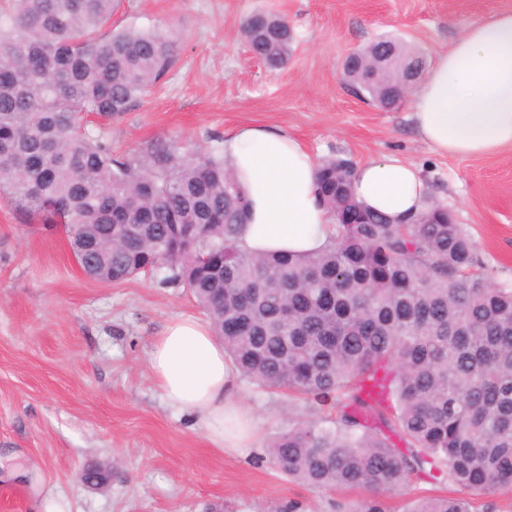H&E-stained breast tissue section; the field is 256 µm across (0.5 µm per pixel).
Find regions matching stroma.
I'll return each instance as SVG.
<instances>
[{"instance_id":"obj_1","label":"stroma","mask_w":512,"mask_h":512,"mask_svg":"<svg viewBox=\"0 0 512 512\" xmlns=\"http://www.w3.org/2000/svg\"><path fill=\"white\" fill-rule=\"evenodd\" d=\"M512 0H116L114 29L156 30L180 51L169 71L121 115H90L112 154L158 141L220 148L243 123L283 128L315 160L393 155L418 165L433 202L452 210L481 265L512 286V150L435 154L410 103L383 111L344 89L347 55L382 36L434 62L470 24ZM256 12L284 17L293 51L269 71L241 36ZM204 318L190 292L142 276L87 279L62 228L27 224L0 198V491L21 512H355L364 491L312 489L278 473L259 448L230 454L170 405L151 380L148 351L179 316ZM238 386L263 440L287 429L286 397ZM112 466L102 490L80 473Z\"/></svg>"}]
</instances>
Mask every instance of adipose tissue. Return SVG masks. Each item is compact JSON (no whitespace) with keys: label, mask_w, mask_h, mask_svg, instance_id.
I'll return each mask as SVG.
<instances>
[{"label":"adipose tissue","mask_w":512,"mask_h":512,"mask_svg":"<svg viewBox=\"0 0 512 512\" xmlns=\"http://www.w3.org/2000/svg\"><path fill=\"white\" fill-rule=\"evenodd\" d=\"M412 120L420 140L439 154L512 149V10L472 24L438 55L413 94ZM223 152L249 200L242 249L316 255L328 247L335 220L320 197L317 163L294 135L245 124L225 137ZM352 188L365 208L396 224L430 202L420 168L391 156L358 164ZM149 366L165 399L203 425L210 445L239 453L257 446L258 423L209 323L170 320L152 343Z\"/></svg>","instance_id":"obj_1"}]
</instances>
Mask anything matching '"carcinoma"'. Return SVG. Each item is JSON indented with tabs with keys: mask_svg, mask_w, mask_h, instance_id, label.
I'll list each match as a JSON object with an SVG mask.
<instances>
[{
	"mask_svg": "<svg viewBox=\"0 0 512 512\" xmlns=\"http://www.w3.org/2000/svg\"><path fill=\"white\" fill-rule=\"evenodd\" d=\"M114 0H5L0 6V196L22 217L62 224L80 263L121 283L146 273L181 285L208 314L239 376L288 395L296 416L265 449L312 488L365 490L357 512H386L381 494L412 475L475 494L512 488V288L492 282L460 224H414L365 211L336 225L317 256H256L238 246L248 200L224 153L153 144L115 159L83 116H118L177 54L160 31H104ZM244 39L270 70L288 64V22L247 19ZM395 43L362 49L375 61ZM363 94L396 106L401 49ZM338 159L328 182H351ZM407 512H475L454 495L420 496Z\"/></svg>",
	"mask_w": 512,
	"mask_h": 512,
	"instance_id": "cac0c4a2",
	"label": "carcinoma"
}]
</instances>
